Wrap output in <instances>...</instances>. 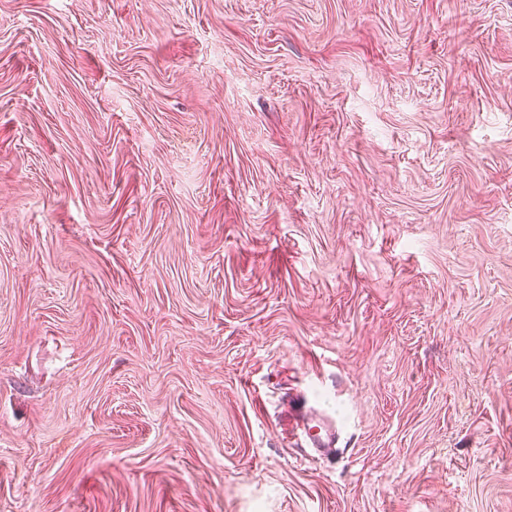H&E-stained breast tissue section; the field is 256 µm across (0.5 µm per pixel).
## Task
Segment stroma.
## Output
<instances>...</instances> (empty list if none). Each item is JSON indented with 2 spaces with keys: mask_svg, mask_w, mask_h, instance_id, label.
I'll return each instance as SVG.
<instances>
[{
  "mask_svg": "<svg viewBox=\"0 0 512 512\" xmlns=\"http://www.w3.org/2000/svg\"><path fill=\"white\" fill-rule=\"evenodd\" d=\"M0 512H512V0H0ZM302 430L309 438L313 452L321 457L336 451V423L318 410H309L302 419Z\"/></svg>",
  "mask_w": 512,
  "mask_h": 512,
  "instance_id": "1",
  "label": "stroma"
}]
</instances>
